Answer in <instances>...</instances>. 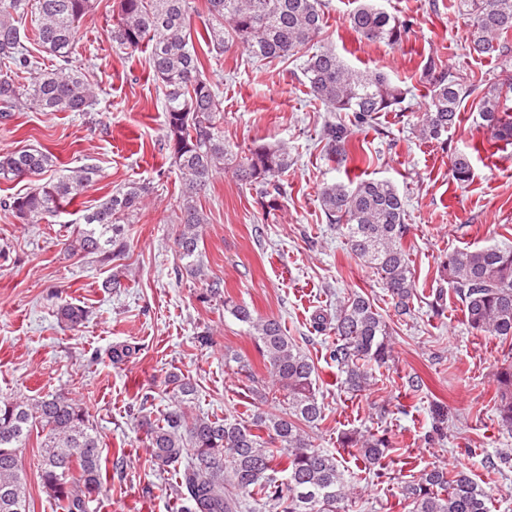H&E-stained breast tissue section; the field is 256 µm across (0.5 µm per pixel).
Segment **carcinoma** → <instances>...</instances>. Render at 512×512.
Segmentation results:
<instances>
[{"label": "carcinoma", "mask_w": 512, "mask_h": 512, "mask_svg": "<svg viewBox=\"0 0 512 512\" xmlns=\"http://www.w3.org/2000/svg\"><path fill=\"white\" fill-rule=\"evenodd\" d=\"M95 0H0V116L34 109L38 112H88L94 92L82 72L71 65L79 21ZM468 19L470 52L501 56L512 50V0H457ZM34 15V30L25 23ZM192 0H114L112 48L126 54L147 53L149 73L163 95L165 130L173 164L181 181L179 230L174 244L182 268L193 278L205 276L199 243L207 217L199 194L214 175L226 169L241 183L256 188L266 212L280 206V178L288 171V147L255 143L241 161L224 145L220 126L222 100L205 77L194 45L222 53L228 40L252 58L287 60L307 47L324 29L323 0H207L199 16L202 30L191 23ZM350 28L369 42L396 46L409 24L398 15L358 0L348 14ZM36 41L60 61L43 70L30 48ZM303 75L313 97L329 112H351L360 124L395 112L405 89L384 73H364L330 49L309 55ZM428 108L419 131L427 141L439 140L460 124L462 100L480 86L460 83L449 70L431 61L426 69ZM512 94V75L490 85L479 100L480 117L495 140H512V113L503 99ZM329 156L345 161L347 127L330 121L324 127ZM54 166L52 155L36 149L0 153V178L37 177ZM99 170L81 166L44 183L35 182L22 196L4 203L24 224H40L71 205L97 180ZM456 185L472 177L471 156L451 159ZM148 188L129 183L112 191L83 216L65 246L71 252L120 256L126 247L124 225L143 208ZM329 223L346 229L350 251L375 269L400 316L411 314L413 273L404 247L407 225L404 202L386 180L363 179L325 185L319 194ZM448 287L462 303L468 326L503 341L512 340V250L485 247L454 250L441 262ZM224 307L248 326L255 350L272 386L259 384L250 360L234 353L237 373L252 382L260 403H282L280 413L261 411L248 422L214 414L188 413L196 387L185 378L168 376L171 401L162 418L147 427L151 455L159 468L178 475L177 491L189 503L187 512H240V494L260 495L262 512H348L353 492L335 456L315 446L310 430L323 420L313 360L285 333L279 320L258 317L244 304ZM318 331H330L336 343L329 358L340 384L351 393L366 391L371 366L388 364L392 348L389 326L369 298L355 294L336 313L314 319ZM499 423L512 433V351L503 355L496 374ZM44 433L38 478L58 512H89V503L112 480L103 465L94 425L76 400L48 393L38 399L0 398V512H30L21 453L34 426ZM342 446L356 450L364 469L386 475L390 441L386 434H346ZM410 512H490L488 495L471 476L434 467L404 486Z\"/></svg>", "instance_id": "1"}]
</instances>
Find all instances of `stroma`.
Wrapping results in <instances>:
<instances>
[{"mask_svg": "<svg viewBox=\"0 0 512 512\" xmlns=\"http://www.w3.org/2000/svg\"><path fill=\"white\" fill-rule=\"evenodd\" d=\"M375 2L409 21L399 47L359 39L347 22L349 0H326L325 28L314 42L355 68L387 73L407 90L400 111L372 125L343 114L349 137L342 164L328 157L327 114L303 82L302 58L256 61L237 46L204 58V73L223 102L227 149L241 155L258 140L284 144L293 164L281 179V207L271 213L229 170L201 192L198 205L208 219L200 241L202 280L178 270L181 186L165 138L162 94L144 54L113 50V0H99L82 18L72 55L95 91L92 110L0 118V151H47L54 156L53 177L85 164L100 171L68 212L48 221L24 224L0 209V396L57 392L79 400L104 457L119 463L90 512H184L174 475L154 464L144 435L146 421L160 418L170 404L168 374L195 383L189 411L237 420L256 411L249 381L225 365L224 356L245 354L259 379L268 373L246 326L225 311L228 299L278 319L313 359L324 418L312 436L336 454L352 481L353 512H409L405 482L436 465L467 471L486 491L491 512H512V468L499 461L500 454L512 455V434L501 429L495 406V374L512 345L471 330L452 292L445 291L443 315L429 308L442 288L438 267L448 252L512 249V141L492 142L475 94L464 99L461 123L445 143L423 140L416 127L428 104L427 62L441 63L464 85L487 86L512 74V52L471 54L456 0ZM482 142L490 148L472 154V182L457 188L452 156ZM361 174L392 182L404 199V246L415 280L411 315L395 314L379 275L351 253L321 208L324 185ZM131 182L151 192L126 226L124 253L106 260L68 254L64 242L85 210ZM215 277L224 282L223 300L201 302ZM113 278L119 288L107 287ZM354 293L373 299L392 328V361L373 368L370 390L358 395L336 381L329 358L335 336L313 328L316 313L334 311ZM65 303L86 311L80 325L60 320L57 310ZM204 330L211 335L205 346L197 340ZM122 344L135 346V354L112 363L111 348ZM412 375L420 387L409 388ZM438 405L448 414V429L432 441ZM356 431L388 433L393 447L386 477L365 474L340 448V437ZM41 442L31 434L22 454L27 491L33 512H55L36 471Z\"/></svg>", "mask_w": 512, "mask_h": 512, "instance_id": "1", "label": "stroma"}]
</instances>
